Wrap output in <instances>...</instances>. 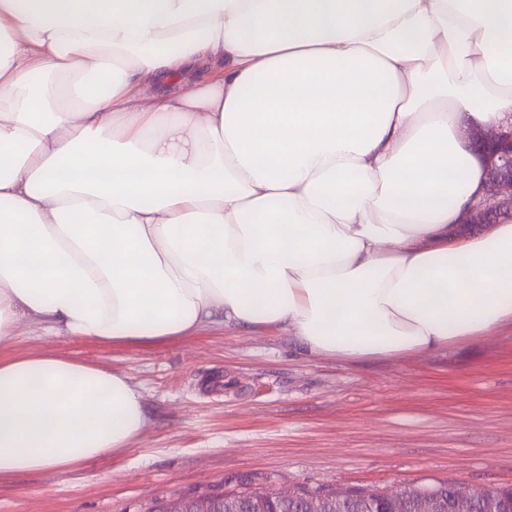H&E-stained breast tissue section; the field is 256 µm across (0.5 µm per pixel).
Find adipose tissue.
I'll return each instance as SVG.
<instances>
[{
	"label": "adipose tissue",
	"instance_id": "1",
	"mask_svg": "<svg viewBox=\"0 0 512 512\" xmlns=\"http://www.w3.org/2000/svg\"><path fill=\"white\" fill-rule=\"evenodd\" d=\"M511 33L512 0H0V343L220 323L366 361L512 322L462 134L512 122ZM148 424L124 371L0 356V479Z\"/></svg>",
	"mask_w": 512,
	"mask_h": 512
}]
</instances>
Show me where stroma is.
<instances>
[{
  "label": "stroma",
  "instance_id": "1",
  "mask_svg": "<svg viewBox=\"0 0 512 512\" xmlns=\"http://www.w3.org/2000/svg\"><path fill=\"white\" fill-rule=\"evenodd\" d=\"M127 372L151 422L129 448L0 479V512H153L245 489L512 487V324L443 349L343 361L283 331L220 325L103 345L20 321L0 354Z\"/></svg>",
  "mask_w": 512,
  "mask_h": 512
}]
</instances>
